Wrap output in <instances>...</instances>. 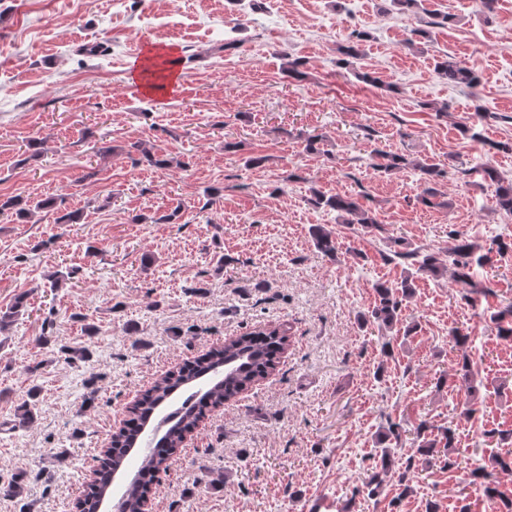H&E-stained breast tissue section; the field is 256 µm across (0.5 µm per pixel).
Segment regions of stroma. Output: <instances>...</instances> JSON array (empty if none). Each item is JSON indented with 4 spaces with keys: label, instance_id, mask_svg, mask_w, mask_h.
<instances>
[{
    "label": "stroma",
    "instance_id": "obj_1",
    "mask_svg": "<svg viewBox=\"0 0 512 512\" xmlns=\"http://www.w3.org/2000/svg\"><path fill=\"white\" fill-rule=\"evenodd\" d=\"M355 30L368 35L363 54L341 64L337 47ZM157 44L182 59L178 92L129 79ZM446 57L479 86L441 77ZM494 142H512V0H0V201L63 195L82 212L58 224L37 207L25 223L0 211V310L25 302L0 332V477L28 472L33 512H76L102 448L157 379L283 327L275 370L206 413L154 485L155 512H343L350 500L356 512H505L469 473L499 452L478 425L512 431V342L490 321L512 302V252L474 267L490 291L467 300L450 275L392 256L400 243L445 252L454 232L512 241V215L479 173L490 163L512 179V153ZM145 147L169 167L148 166ZM374 148L407 166L375 169ZM252 156L262 165H247ZM426 163L446 172L429 205ZM316 190L357 197L380 231L314 206ZM316 225L337 235L336 258L316 248ZM409 274L414 294L394 329L362 324L375 284ZM457 328L474 338L475 422L452 378ZM83 345L89 360L64 352ZM34 386L38 412L24 424ZM423 420L456 431L454 468L417 455ZM390 421L401 433L393 470L411 477L404 497L395 475L377 496L362 485Z\"/></svg>",
    "mask_w": 512,
    "mask_h": 512
}]
</instances>
